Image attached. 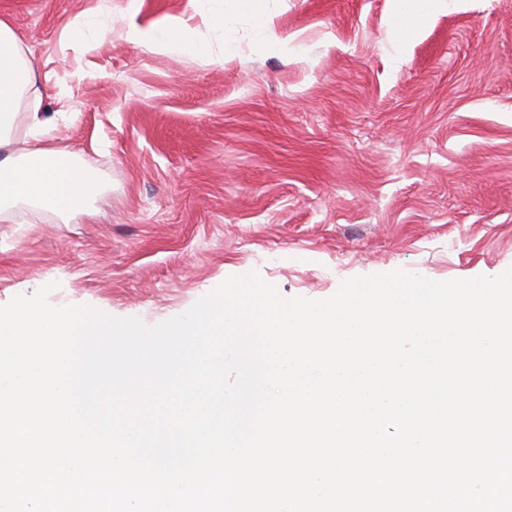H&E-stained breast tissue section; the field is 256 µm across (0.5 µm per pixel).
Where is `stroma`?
Instances as JSON below:
<instances>
[{
    "instance_id": "stroma-1",
    "label": "stroma",
    "mask_w": 512,
    "mask_h": 512,
    "mask_svg": "<svg viewBox=\"0 0 512 512\" xmlns=\"http://www.w3.org/2000/svg\"><path fill=\"white\" fill-rule=\"evenodd\" d=\"M97 2L0 0L44 76L45 143L104 182L95 213L0 221V305L51 283L52 305L154 325L253 271L319 300L396 269L512 267V0L437 9L400 63L391 0H270L291 58L259 50L233 0L220 29L189 0H112L88 48L67 26ZM169 15L212 58L119 35Z\"/></svg>"
}]
</instances>
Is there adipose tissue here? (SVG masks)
Instances as JSON below:
<instances>
[{"instance_id": "ef3b65f1", "label": "adipose tissue", "mask_w": 512, "mask_h": 512, "mask_svg": "<svg viewBox=\"0 0 512 512\" xmlns=\"http://www.w3.org/2000/svg\"><path fill=\"white\" fill-rule=\"evenodd\" d=\"M240 12L252 14L258 21L255 39L259 47L288 55L294 49L295 35L278 31L274 15L264 0H236ZM447 0H392L393 27L403 30L399 45H406L430 14ZM127 40L148 51L171 56L208 57L206 47L191 38L186 20L170 16L150 29H130ZM39 73L13 28L0 20V221L20 203L46 208L65 217L91 212L102 193L96 173L80 165L74 152L40 142L49 118L38 106H25L34 91ZM25 116V125H18V116ZM25 133L32 145L25 152H16L13 145L18 133Z\"/></svg>"}]
</instances>
